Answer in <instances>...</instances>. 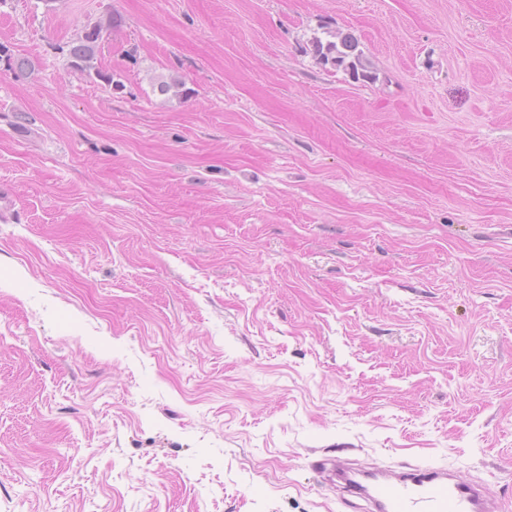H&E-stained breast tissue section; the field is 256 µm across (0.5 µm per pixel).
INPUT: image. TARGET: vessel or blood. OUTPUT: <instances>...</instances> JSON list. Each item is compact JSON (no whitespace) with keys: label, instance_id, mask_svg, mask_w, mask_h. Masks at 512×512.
I'll use <instances>...</instances> for the list:
<instances>
[{"label":"vessel or blood","instance_id":"1","mask_svg":"<svg viewBox=\"0 0 512 512\" xmlns=\"http://www.w3.org/2000/svg\"><path fill=\"white\" fill-rule=\"evenodd\" d=\"M309 466L329 487L366 498L372 512H501L500 503L479 485L441 467L357 469L327 456Z\"/></svg>","mask_w":512,"mask_h":512}]
</instances>
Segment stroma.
<instances>
[{
  "label": "stroma",
  "instance_id": "35a3bbf8",
  "mask_svg": "<svg viewBox=\"0 0 512 512\" xmlns=\"http://www.w3.org/2000/svg\"><path fill=\"white\" fill-rule=\"evenodd\" d=\"M316 453L512 512V0H0V512H370ZM116 26H118L117 17L109 13L94 22H88L79 35L67 42L65 46H59L57 50L66 55L68 67L73 71L88 76L94 74L108 84L115 85L112 74L103 72L97 66V57L104 36ZM332 35L337 39L336 41H323L317 38L312 42L316 60L324 64L331 62L337 66H344L355 80L360 76L366 78L368 76L366 61L362 53L358 52L355 40L349 35L340 33Z\"/></svg>",
  "mask_w": 512,
  "mask_h": 512
}]
</instances>
